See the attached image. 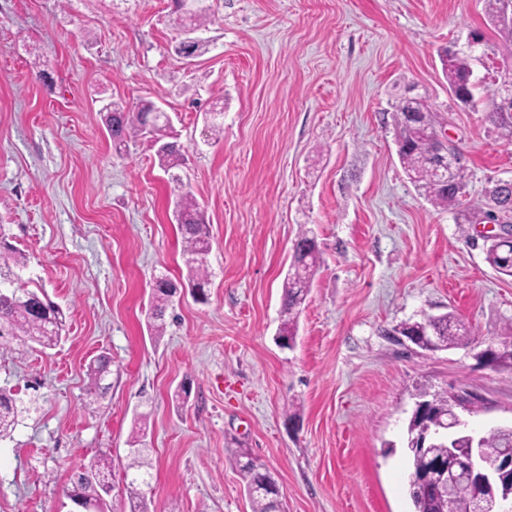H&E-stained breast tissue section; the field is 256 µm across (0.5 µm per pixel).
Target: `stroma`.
<instances>
[{"label": "stroma", "mask_w": 512, "mask_h": 512, "mask_svg": "<svg viewBox=\"0 0 512 512\" xmlns=\"http://www.w3.org/2000/svg\"><path fill=\"white\" fill-rule=\"evenodd\" d=\"M207 3L205 49L188 62L169 0H0V224L66 320L58 346L0 353V386L39 399L0 440V512H74L73 470L103 455L117 462L109 510L129 512L118 462L140 413L149 512H251L235 448L275 475L285 512H412L416 389L481 395L468 429L512 425V368L477 358L512 322V278L488 264L477 225L421 195L395 143L396 100L413 85L461 157L464 205L512 179L487 100H452L441 61L480 32L472 79L492 84L511 51L484 0ZM144 99L179 135L176 173L211 243L208 302L181 298L158 339L150 280L187 275L174 185L146 140L115 150L100 118ZM304 229L321 262L283 350L282 287ZM447 312L468 342L425 351L395 331ZM103 352L112 387L91 405L86 369Z\"/></svg>", "instance_id": "35a3bbf8"}]
</instances>
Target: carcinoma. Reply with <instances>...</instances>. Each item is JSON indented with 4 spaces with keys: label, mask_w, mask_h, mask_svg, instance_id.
I'll return each mask as SVG.
<instances>
[{
    "label": "carcinoma",
    "mask_w": 512,
    "mask_h": 512,
    "mask_svg": "<svg viewBox=\"0 0 512 512\" xmlns=\"http://www.w3.org/2000/svg\"><path fill=\"white\" fill-rule=\"evenodd\" d=\"M491 20L498 27L500 36L512 43V21L503 20L506 12L504 0H486ZM443 70L448 81V90L457 101L471 107L476 106L475 91L477 85L472 81V69L469 57L464 53H456L452 49L444 50L442 57ZM498 89L490 91L491 109L488 119L499 130L500 135L512 143V113L504 114L497 108ZM151 112V102H145L135 112L118 109L117 116L112 117L103 113L104 123L116 149H121L129 140L142 137L144 123L142 115ZM408 112L420 114L419 122L423 130L434 129L435 116L423 100L400 98L395 106V130L398 146V156L408 177L420 189L430 203L441 209H452L459 205L465 187V173L461 165L453 169V187H448L435 174V158L431 151L430 137L422 130L412 129L405 124L404 117ZM173 131L166 127H158L154 132L155 151L159 166L170 170L179 165L182 154L179 145L170 141ZM175 209L179 211L182 222L179 229L183 239V254L187 256L189 270L188 282L192 288L203 291L210 285L211 274L207 264L210 251V240L203 213L196 200L188 193H182L175 198ZM463 223L482 224L488 221L502 219L505 223L512 222V181L501 180L486 191L485 207H479L459 212ZM295 246L302 249L306 258L303 274L296 276L287 274L283 284L282 307L288 315L280 329L278 338L295 341L296 308L306 299L313 280L315 268L320 261V251L309 231L303 230L297 236ZM0 248L9 254L12 263L0 265V348L9 349L15 342L25 344L36 343L43 348L55 346L64 330V318L57 305L48 301L41 288H31L19 275V270L27 266L28 257L8 241L3 225L0 224ZM487 260L496 272L512 277V246L505 247L500 243L490 244ZM168 275L161 272L154 276L152 287V305L149 314V329L153 336L165 334L167 329L166 314L172 305L170 298ZM424 330L433 332L442 349H449L463 344L469 336L465 325L453 314L446 313L437 317L430 316L421 321L401 324L399 333L403 336L418 334ZM495 361L499 366L512 367V323L505 328L500 347L496 349ZM110 360L99 356L93 360L87 370L90 380L88 404L95 403L105 394L102 387L104 376L109 373ZM30 411L24 402L15 398V394L0 387V438L13 432L22 414ZM145 431L138 430L129 441L126 462L122 464L125 478L128 479L131 508L130 512H148L144 497L138 487L148 483L150 472L144 459L143 441ZM484 444L488 448H512V428L492 429L483 435ZM412 460V471L425 468L432 459L448 458V440H436L425 451H408ZM236 459H245L241 465L244 486L260 485L275 481L272 473L262 464H258L243 448L234 450ZM111 462L101 457L94 461V475L83 472L77 474L72 481L69 496L82 499H97L103 492L102 486L109 485L108 475L111 472ZM409 497L415 512H472V490L465 482H458L448 498L436 493L426 485H408Z\"/></svg>",
    "instance_id": "cac0c4a2"
}]
</instances>
